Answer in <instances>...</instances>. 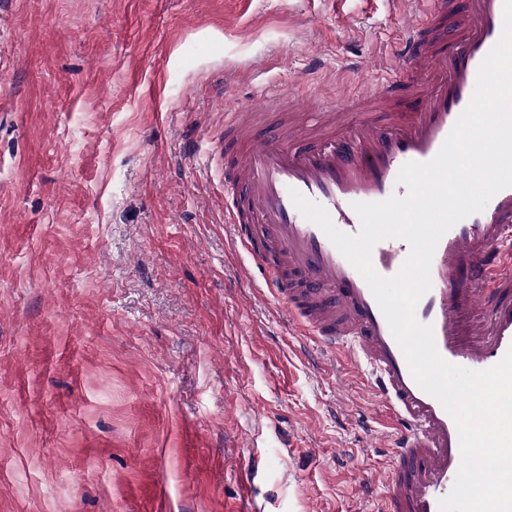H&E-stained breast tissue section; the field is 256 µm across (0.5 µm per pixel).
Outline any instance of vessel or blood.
<instances>
[{"label":"vessel or blood","mask_w":512,"mask_h":512,"mask_svg":"<svg viewBox=\"0 0 512 512\" xmlns=\"http://www.w3.org/2000/svg\"><path fill=\"white\" fill-rule=\"evenodd\" d=\"M409 2L399 47L373 93L319 104L296 127L294 97L266 89L284 117L261 135L251 107L224 115V221L248 259L239 275L260 273L294 332L325 350L320 369L364 373L365 389L385 407L388 428L377 439L393 458L377 475L386 487L379 512H439L461 463L458 430L415 382L366 282L290 192L324 207L340 231L358 233L354 203L404 196L402 166L431 160L468 106L502 34L503 0ZM409 251L405 240L380 241L373 266L394 276ZM431 278L415 315L432 326L442 358L473 371L502 361L512 349V187L443 235Z\"/></svg>","instance_id":"1"}]
</instances>
